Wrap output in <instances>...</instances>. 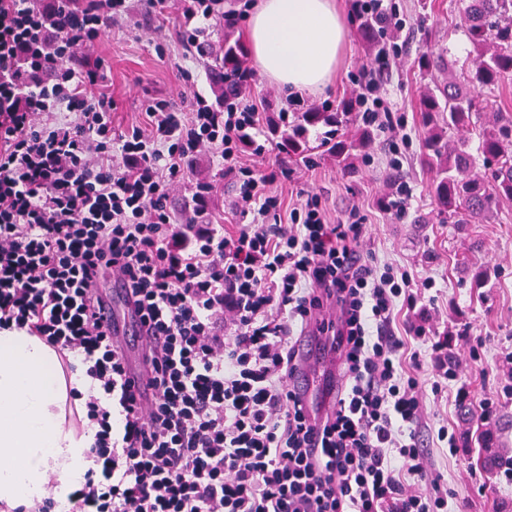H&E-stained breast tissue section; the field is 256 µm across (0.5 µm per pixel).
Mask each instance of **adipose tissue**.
Wrapping results in <instances>:
<instances>
[{
    "label": "adipose tissue",
    "instance_id": "adipose-tissue-1",
    "mask_svg": "<svg viewBox=\"0 0 512 512\" xmlns=\"http://www.w3.org/2000/svg\"><path fill=\"white\" fill-rule=\"evenodd\" d=\"M247 39L270 83L314 92L335 73L345 30L336 0H256ZM91 386L84 370L65 373L38 337L0 330V512L49 495L67 501L89 467L84 453L93 435L80 432L72 414Z\"/></svg>",
    "mask_w": 512,
    "mask_h": 512
}]
</instances>
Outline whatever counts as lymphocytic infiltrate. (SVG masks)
Wrapping results in <instances>:
<instances>
[{"mask_svg": "<svg viewBox=\"0 0 512 512\" xmlns=\"http://www.w3.org/2000/svg\"><path fill=\"white\" fill-rule=\"evenodd\" d=\"M128 11L127 0H0V329L39 337L95 382L90 466L68 512H449L447 485L419 486L431 448L456 443L430 424L424 392L457 373L440 364L423 385L420 349L440 342L394 329L435 280L363 249L358 207L333 224L315 195L284 211L242 158L262 122L239 92L194 95L186 118L155 100L145 124L116 128L91 50ZM215 17L233 28L240 14L181 0L182 44L202 50ZM397 56L381 44L354 81L365 125L392 110L383 78ZM203 149L235 176L247 221L233 232L207 220L212 183L185 198L189 223L168 204ZM115 273L151 337L146 404L98 314ZM309 333L339 352L343 381L314 417L292 385Z\"/></svg>", "mask_w": 512, "mask_h": 512, "instance_id": "lymphocytic-infiltrate-1", "label": "lymphocytic infiltrate"}]
</instances>
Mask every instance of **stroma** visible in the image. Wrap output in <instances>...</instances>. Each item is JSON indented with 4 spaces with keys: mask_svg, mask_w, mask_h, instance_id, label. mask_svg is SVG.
Segmentation results:
<instances>
[{
    "mask_svg": "<svg viewBox=\"0 0 512 512\" xmlns=\"http://www.w3.org/2000/svg\"><path fill=\"white\" fill-rule=\"evenodd\" d=\"M407 26L396 37L401 51L387 75L386 94L400 125L373 127L372 140L356 168L344 170L327 151L307 157H288L282 147L285 126L278 114L292 108L293 95L255 75L252 95L263 103L267 120L254 142L242 153L255 176L275 174L270 192L292 208L309 194H317L330 218L359 206L367 226L366 243L381 261L406 269L414 277H432L430 299L418 301L426 311L433 335L446 339L453 360L465 361L460 379L430 410L456 432L455 453L435 449L436 474L448 482L460 512H512V486L504 476L488 478L480 461L477 434L488 419L499 420V440L512 454V200L501 206L490 224L458 229L439 223L427 192L430 175L420 164L423 125L419 91L445 83L448 64L464 60L469 48L463 31L459 0H397ZM127 21L113 29L94 51L108 61L114 122L125 127L144 120V104L151 98L172 99L176 109L189 111L193 93L221 94L220 61L225 42L246 43L245 27L225 28L222 20L208 22L204 54L186 51L176 38L179 0H167L164 14L147 13L141 0H131ZM345 41L341 60L324 91L304 94L305 108L339 111L359 62L371 40L358 22L343 19ZM443 54L447 65L421 77L419 52ZM402 163L404 181L413 196L404 210L385 209V194L394 193L392 159ZM207 179L217 186L206 209L212 221L234 231L241 223L233 206V183L206 155L198 156L176 188L174 206H181L191 183ZM485 269L486 281L475 287L473 274Z\"/></svg>",
    "mask_w": 512,
    "mask_h": 512,
    "instance_id": "35a3bbf8",
    "label": "stroma"
}]
</instances>
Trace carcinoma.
<instances>
[{
  "label": "carcinoma",
  "instance_id": "obj_1",
  "mask_svg": "<svg viewBox=\"0 0 512 512\" xmlns=\"http://www.w3.org/2000/svg\"><path fill=\"white\" fill-rule=\"evenodd\" d=\"M471 50L460 74L448 76V84L425 87L419 95L426 136L421 165L432 173L428 183L434 212L444 224L464 226L491 221L502 201L512 199V113L494 112L480 124L472 87L490 91L512 80V0H460ZM244 49L224 48V71L235 77L242 70ZM350 108L339 112H303L285 140L289 156L304 157L313 150L306 127L318 124L336 127L335 137L320 143L339 164H351L354 153L369 142V133L350 136L345 132ZM479 139L482 165L469 151V135ZM483 467L497 472L510 466L503 458L499 439L491 431L481 434Z\"/></svg>",
  "mask_w": 512,
  "mask_h": 512
}]
</instances>
